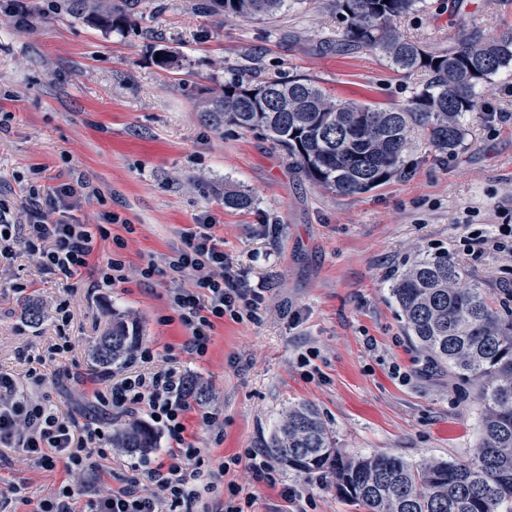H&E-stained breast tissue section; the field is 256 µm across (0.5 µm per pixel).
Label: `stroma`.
Segmentation results:
<instances>
[{
    "mask_svg": "<svg viewBox=\"0 0 512 512\" xmlns=\"http://www.w3.org/2000/svg\"><path fill=\"white\" fill-rule=\"evenodd\" d=\"M199 2L153 0L125 29L97 26L57 0H25L28 29L0 22V216L30 223L48 190L84 183L74 219L98 224L118 214L112 232L126 259L125 283L96 293L88 270L67 279L42 273L21 248L0 256V370L19 374L21 392L85 419L95 414L99 381L92 349L113 314H127L156 362L207 388L186 416L206 467L260 447L288 407L303 403L319 411L342 453L468 459L480 408L421 354L389 287L416 258L446 252L512 309V254L463 249L464 238L512 225V72L495 76L454 154L416 137L401 174L341 196L306 181L260 132L211 127L202 118L208 90L234 69L304 76L332 97L391 107L421 76L342 45L333 0H303L264 21L211 16ZM397 28L433 50L475 31L500 37L512 33V0H421ZM161 48L178 52L177 68L157 66ZM228 189L251 195L252 207L226 209ZM205 216L265 302L256 320L218 324L206 356L194 359L181 350L187 331L169 302L174 285L192 282H174L168 262L183 229ZM149 262L156 272L146 282L140 269ZM18 283L25 292L14 293ZM29 300L39 323L24 318ZM63 300L61 319L54 308ZM66 340L71 350L56 354ZM33 358L44 361L38 385L24 376ZM203 411L217 413L218 424L204 425ZM138 460L116 451L69 475L5 448L0 493L17 487L36 502L65 482L116 492ZM275 470L279 484L299 490L296 500L255 480L244 462L228 478L253 496V512H365L330 476Z\"/></svg>",
    "mask_w": 512,
    "mask_h": 512,
    "instance_id": "stroma-1",
    "label": "stroma"
}]
</instances>
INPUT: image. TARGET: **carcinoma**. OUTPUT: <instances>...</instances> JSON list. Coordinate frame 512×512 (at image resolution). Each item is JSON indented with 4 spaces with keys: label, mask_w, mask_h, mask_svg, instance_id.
<instances>
[{
    "label": "carcinoma",
    "mask_w": 512,
    "mask_h": 512,
    "mask_svg": "<svg viewBox=\"0 0 512 512\" xmlns=\"http://www.w3.org/2000/svg\"><path fill=\"white\" fill-rule=\"evenodd\" d=\"M294 0H203L227 19H270ZM344 41L378 51L394 68L425 76L406 103L382 108L326 94L312 80H257L239 74L218 83L203 110L215 129L260 130L316 187L342 195L370 192L398 175L416 134L441 154L459 147L466 118L481 108L493 78L512 70V36L476 33L440 51L401 36L395 20L419 0H334ZM148 0H68L91 9L103 26H134ZM253 198L224 191V207L248 209ZM408 335L439 370L481 405L480 441L465 461L409 462L387 453L345 456L311 405L288 409L263 447L297 472L328 474L336 491L367 512H512V311L498 308L446 254L412 262L391 285ZM140 341L134 320L115 316L94 348L102 372L128 360ZM112 447L144 452L153 431L131 422Z\"/></svg>",
    "instance_id": "cac0c4a2"
}]
</instances>
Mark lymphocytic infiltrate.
<instances>
[{"label":"lymphocytic infiltrate","mask_w":512,"mask_h":512,"mask_svg":"<svg viewBox=\"0 0 512 512\" xmlns=\"http://www.w3.org/2000/svg\"><path fill=\"white\" fill-rule=\"evenodd\" d=\"M74 190L61 185L52 192L51 214L31 224H0V255L10 254L14 244H23L39 268L49 274L70 277L88 267L99 242L111 239L116 247L123 240L112 237L117 215H107L101 224L70 221ZM177 276L192 275L194 288L172 289L170 300L178 319L189 333L183 345L191 356H205L218 320H253L263 302L258 288L241 286L232 274L224 253V241L210 224L186 230L181 245L169 263ZM185 377L175 368L160 366L147 373L130 372L105 388L94 390L98 407H110L134 416L145 414L160 435L170 442L165 458L138 466L137 472L152 492L138 485L111 493H87L84 486L59 487L41 499L34 512H76L78 498H85V512H245L252 497H245L235 483L227 484L228 498L209 507L200 505L196 483L201 478L220 482L233 465L247 461L255 478L276 485L275 468L264 449H247L244 456H231L218 467L205 468L202 450L189 439L185 424L190 403L183 397ZM0 447L21 450L34 464L46 470L66 472L92 467L94 458L112 453V437L94 421L79 422L45 403L23 396L19 382L0 371Z\"/></svg>","instance_id":"1"}]
</instances>
